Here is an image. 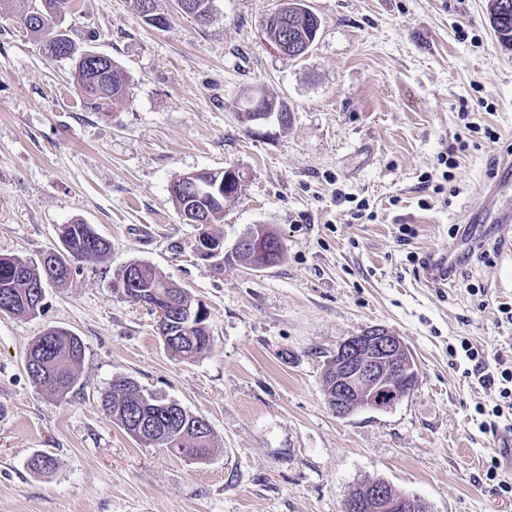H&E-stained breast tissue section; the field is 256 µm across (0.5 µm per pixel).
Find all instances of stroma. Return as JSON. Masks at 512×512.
Returning <instances> with one entry per match:
<instances>
[{"mask_svg":"<svg viewBox=\"0 0 512 512\" xmlns=\"http://www.w3.org/2000/svg\"><path fill=\"white\" fill-rule=\"evenodd\" d=\"M489 4L306 0L319 30L306 54L288 57L265 31L278 0H215L205 25L157 0L161 29L135 0H76L60 21L76 54L51 58L18 0H0V254L39 262L72 222L112 244L66 283H46L38 315L0 313V512H343L353 487L379 479L425 512H512L485 478L512 436L480 431L475 407L487 396L448 356L462 336L503 350L492 307L512 303V239L489 221L494 174L512 154V47L497 42ZM87 51L123 70L122 98L87 102L74 79ZM257 91L288 102V129L238 119ZM470 122L454 189L435 193L437 156ZM222 169L244 181L208 227L224 242L218 263L197 256L198 228L170 185ZM362 199L373 220L352 218ZM477 214L472 230L496 244L491 258L442 284L410 262L457 249L450 225ZM259 225L283 244L277 265L235 254ZM139 260L205 305L209 352L172 357L157 314L113 291ZM370 326L402 338L418 382L388 410L341 418L324 372ZM51 327L85 347L63 398L24 366ZM118 375L207 419L208 458L127 435L101 406ZM44 452L54 467L32 470Z\"/></svg>","mask_w":512,"mask_h":512,"instance_id":"1","label":"stroma"}]
</instances>
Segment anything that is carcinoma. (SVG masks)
<instances>
[{"label":"carcinoma","mask_w":512,"mask_h":512,"mask_svg":"<svg viewBox=\"0 0 512 512\" xmlns=\"http://www.w3.org/2000/svg\"><path fill=\"white\" fill-rule=\"evenodd\" d=\"M50 11L44 20L25 27L44 37V45L52 46L65 39L69 53L75 47L69 37L56 30L54 17L70 8L72 0H47ZM501 0H491L490 22L498 39L512 44V10H500ZM185 4L190 15H209L213 0H178ZM95 74L94 68L85 66L75 72V79L82 92L102 105L118 100L126 92V78L116 66L106 76L100 87L84 84ZM179 211H197L207 224L224 221V192L204 193L193 184L175 195ZM271 256L260 262L248 250L238 255L255 267H270L281 262L283 246L274 233L263 230ZM60 249L47 254L38 264L17 255H0V312L15 316H34L42 309L40 286L47 281L65 283L72 274L71 258L82 255L94 261L102 259L111 249L108 239L98 234L90 225L62 224L58 228ZM125 296L166 310L159 327L172 339L171 356L180 360H194L211 348V336L205 321H191L186 308L192 300L169 277L153 266L141 262L136 284L122 288ZM84 355L80 337L62 328H50L31 345L26 355V372L39 388L57 396L70 392L77 382L76 368ZM103 406L112 420L139 442L157 445L187 460L203 461L210 454L212 430L202 426V417L181 405H172L164 399L144 393L131 379L117 376L103 396Z\"/></svg>","instance_id":"cac0c4a2"}]
</instances>
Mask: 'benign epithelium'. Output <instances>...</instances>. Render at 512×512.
<instances>
[{"instance_id": "7a95c632", "label": "benign epithelium", "mask_w": 512, "mask_h": 512, "mask_svg": "<svg viewBox=\"0 0 512 512\" xmlns=\"http://www.w3.org/2000/svg\"><path fill=\"white\" fill-rule=\"evenodd\" d=\"M273 47L281 54L297 57L305 52L295 36L279 41ZM248 111L257 125L283 126L285 116L267 112L264 95L250 98ZM198 256L214 259L223 254L224 245L218 240L200 235L195 247ZM336 373V398L331 410L339 417H347L360 408L385 411L402 399L416 384L417 371L410 352L400 337L389 330L372 326L348 337L329 359ZM387 482L373 485L369 498L351 496L344 512H361L367 500L374 501L378 512H410L415 506L408 496H394L386 492Z\"/></svg>"}]
</instances>
